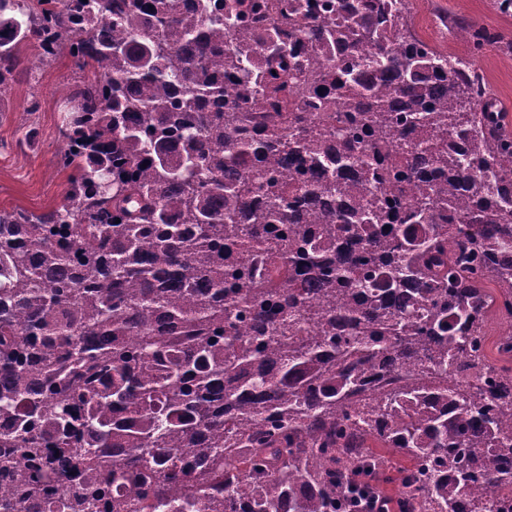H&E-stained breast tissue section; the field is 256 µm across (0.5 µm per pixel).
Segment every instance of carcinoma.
Returning <instances> with one entry per match:
<instances>
[{"label":"carcinoma","instance_id":"obj_1","mask_svg":"<svg viewBox=\"0 0 512 512\" xmlns=\"http://www.w3.org/2000/svg\"><path fill=\"white\" fill-rule=\"evenodd\" d=\"M213 0H0L66 95L65 201L0 209V512H512V131L479 74L395 44V0L288 2L339 109L288 97ZM466 51L512 55L468 21ZM272 123L255 150L224 69ZM336 122L333 140H328ZM316 172L285 185L277 173ZM408 191L401 222L369 189ZM84 475L58 497L62 473Z\"/></svg>","mask_w":512,"mask_h":512}]
</instances>
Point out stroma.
I'll list each match as a JSON object with an SVG mask.
<instances>
[{
    "mask_svg": "<svg viewBox=\"0 0 512 512\" xmlns=\"http://www.w3.org/2000/svg\"><path fill=\"white\" fill-rule=\"evenodd\" d=\"M461 18L512 36V17L494 11L490 0H420L412 23L427 34ZM481 65L493 93L512 115V57L490 50ZM22 66L23 74L0 100V208L39 212L64 199L67 174L56 163L63 147L61 95L79 71L67 56L43 62L31 49L23 50ZM31 129L38 134L32 146L25 140Z\"/></svg>",
    "mask_w": 512,
    "mask_h": 512,
    "instance_id": "35a3bbf8",
    "label": "stroma"
}]
</instances>
